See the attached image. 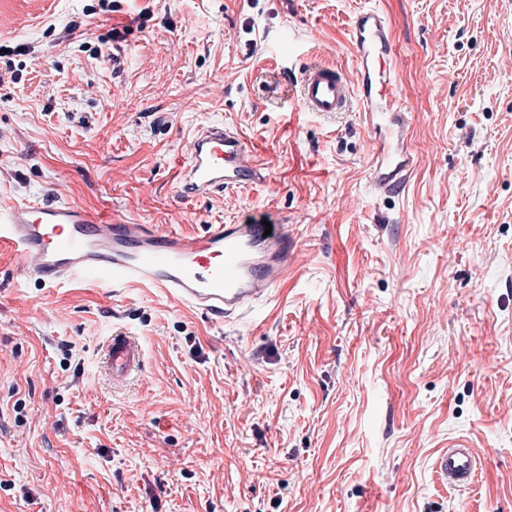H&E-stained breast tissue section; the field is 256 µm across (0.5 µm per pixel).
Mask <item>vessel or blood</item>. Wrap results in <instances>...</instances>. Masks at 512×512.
<instances>
[{
	"label": "vessel or blood",
	"mask_w": 512,
	"mask_h": 512,
	"mask_svg": "<svg viewBox=\"0 0 512 512\" xmlns=\"http://www.w3.org/2000/svg\"><path fill=\"white\" fill-rule=\"evenodd\" d=\"M357 81L322 63L306 68L300 83L305 112H345L357 103L371 136V186L380 194L405 189L415 168L412 109L398 92V54L387 16L360 12L350 31ZM263 168L253 147L221 124L193 135L180 173L182 199L261 182ZM0 244L19 252L21 277L52 286L76 277L113 288H158L215 321L241 319L268 302L288 273L287 232L245 221L211 224L198 235L151 224L108 219L82 204L54 198L17 203L0 213ZM144 353L135 337L114 334L106 348L112 380L122 383L141 370ZM478 457L466 440L439 452L435 471L454 488L474 483Z\"/></svg>",
	"instance_id": "vessel-or-blood-1"
}]
</instances>
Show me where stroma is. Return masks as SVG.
<instances>
[{"label": "stroma", "instance_id": "stroma-1", "mask_svg": "<svg viewBox=\"0 0 512 512\" xmlns=\"http://www.w3.org/2000/svg\"><path fill=\"white\" fill-rule=\"evenodd\" d=\"M94 2L0 0L26 47L0 58V212L57 193L196 234L263 219L295 249L222 324L148 286H40L0 248V512H512V0ZM368 7L414 109L397 197L357 113L297 104L307 62L356 79ZM209 121L265 183L179 198ZM118 329L145 356L123 388ZM458 437L480 470L451 489L433 463Z\"/></svg>", "mask_w": 512, "mask_h": 512}]
</instances>
